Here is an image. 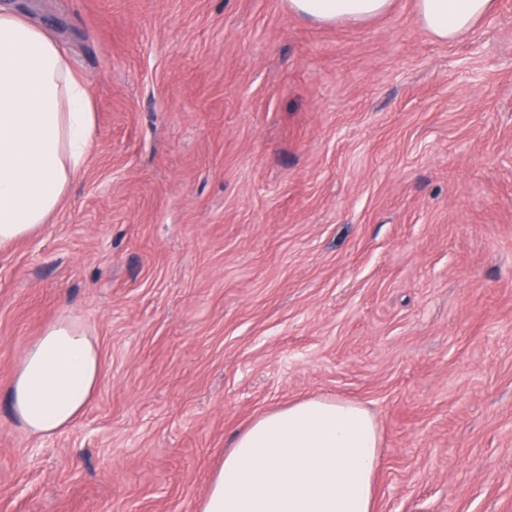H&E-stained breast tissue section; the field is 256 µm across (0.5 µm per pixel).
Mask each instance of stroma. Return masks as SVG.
I'll return each instance as SVG.
<instances>
[{
	"instance_id": "1",
	"label": "stroma",
	"mask_w": 512,
	"mask_h": 512,
	"mask_svg": "<svg viewBox=\"0 0 512 512\" xmlns=\"http://www.w3.org/2000/svg\"><path fill=\"white\" fill-rule=\"evenodd\" d=\"M68 49L95 143L0 247V512H200L228 441L317 396L382 439L375 512H512V0L452 42L415 0H0ZM60 317L97 391L13 419ZM392 0H289L290 9L320 24L362 23L388 12ZM100 374L91 336L60 318L23 349L8 391L11 412L32 436L59 434L85 412Z\"/></svg>"
}]
</instances>
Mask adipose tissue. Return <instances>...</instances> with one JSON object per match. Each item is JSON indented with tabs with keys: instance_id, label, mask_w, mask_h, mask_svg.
Masks as SVG:
<instances>
[{
	"instance_id": "adipose-tissue-1",
	"label": "adipose tissue",
	"mask_w": 512,
	"mask_h": 512,
	"mask_svg": "<svg viewBox=\"0 0 512 512\" xmlns=\"http://www.w3.org/2000/svg\"><path fill=\"white\" fill-rule=\"evenodd\" d=\"M392 0H288L320 24L362 23ZM495 0H416L421 25L449 42ZM88 88L63 45L20 13L0 9V247L45 224L94 144ZM101 355L67 318L22 351L11 412L36 437L71 427L99 382ZM381 436L363 405L310 397L273 408L239 432L212 475L201 512H375Z\"/></svg>"
}]
</instances>
